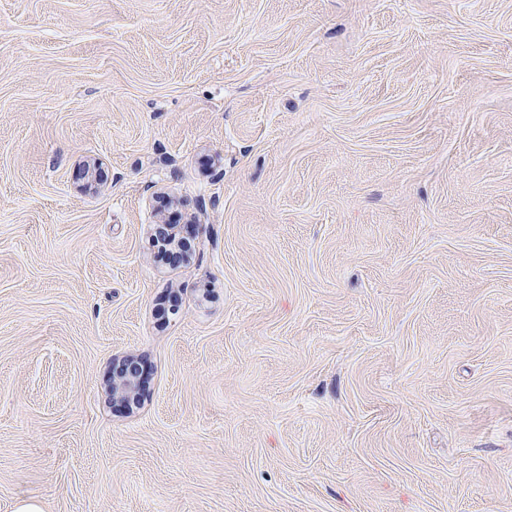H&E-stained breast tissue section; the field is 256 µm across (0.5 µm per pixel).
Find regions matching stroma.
<instances>
[{
    "instance_id": "stroma-1",
    "label": "stroma",
    "mask_w": 512,
    "mask_h": 512,
    "mask_svg": "<svg viewBox=\"0 0 512 512\" xmlns=\"http://www.w3.org/2000/svg\"><path fill=\"white\" fill-rule=\"evenodd\" d=\"M28 500L512 512V0H0ZM112 382V397L128 402L138 393L141 386V370L133 362H122L114 371Z\"/></svg>"
}]
</instances>
